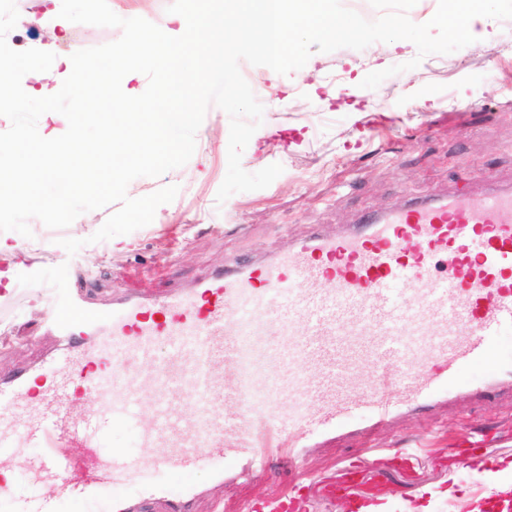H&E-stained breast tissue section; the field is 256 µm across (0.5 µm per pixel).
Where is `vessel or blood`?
I'll use <instances>...</instances> for the list:
<instances>
[{"label":"vessel or blood","mask_w":512,"mask_h":512,"mask_svg":"<svg viewBox=\"0 0 512 512\" xmlns=\"http://www.w3.org/2000/svg\"><path fill=\"white\" fill-rule=\"evenodd\" d=\"M50 329L60 348L0 379V470L55 494L15 499L0 482V512H191L197 472L512 397V183L411 199L184 288L78 297ZM302 489L250 512H301Z\"/></svg>","instance_id":"vessel-or-blood-1"}]
</instances>
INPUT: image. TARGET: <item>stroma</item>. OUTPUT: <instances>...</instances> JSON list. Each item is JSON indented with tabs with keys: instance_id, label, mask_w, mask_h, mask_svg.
<instances>
[{
	"instance_id": "1",
	"label": "stroma",
	"mask_w": 512,
	"mask_h": 512,
	"mask_svg": "<svg viewBox=\"0 0 512 512\" xmlns=\"http://www.w3.org/2000/svg\"><path fill=\"white\" fill-rule=\"evenodd\" d=\"M23 34L16 50L37 48L59 57L117 40L116 27L71 25L62 31L59 4L16 0ZM512 0H485L483 48L433 54L386 78L377 88L360 83L373 71L417 59L412 42H376L365 49L313 52L287 75L252 67L265 95L260 127L242 154L250 173L278 163L282 173L267 188L216 196L227 172L230 119L210 106L196 134L193 156L157 178L140 177L127 189L142 197L162 187L176 198L158 207L153 221L129 234L93 243L112 207L81 214L64 229L29 222L21 238L8 298L0 300V377L37 366L59 346L47 325L78 289L88 301L108 303L113 287L158 293L182 288L236 260H266L314 230L336 234L364 211L400 205L412 196L480 188L512 181ZM83 240L75 255L58 241ZM47 281L50 294L39 289ZM488 439L508 455L512 470V401L458 399L424 413H407L365 437L337 436L307 448L300 462H273L242 480L228 470L223 481L195 477L194 512H247L255 499H274L289 480L304 475L311 487L336 480L342 463L365 458L379 475V512H401L414 500L423 512H500L512 494V477L490 479L480 461L459 473L449 451L468 439ZM390 448H416L415 463L387 456Z\"/></svg>"
}]
</instances>
